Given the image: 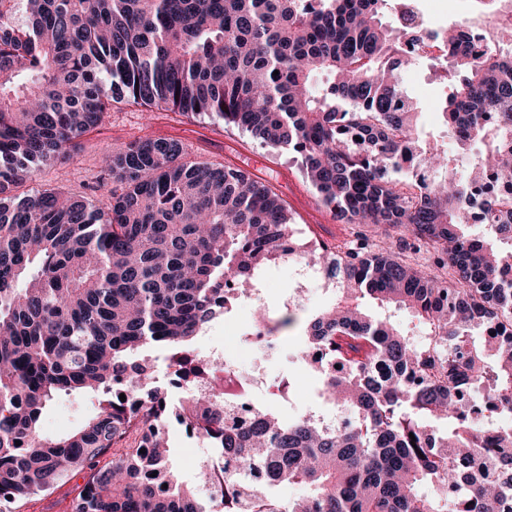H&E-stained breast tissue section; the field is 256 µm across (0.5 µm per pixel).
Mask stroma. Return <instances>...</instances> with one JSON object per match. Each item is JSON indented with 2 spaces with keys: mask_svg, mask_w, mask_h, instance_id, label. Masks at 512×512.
<instances>
[{
  "mask_svg": "<svg viewBox=\"0 0 512 512\" xmlns=\"http://www.w3.org/2000/svg\"><path fill=\"white\" fill-rule=\"evenodd\" d=\"M431 66L420 59L403 69L402 86L406 94L421 108L418 132L421 139L432 140L444 130L441 112L444 88L430 76ZM146 137L179 140L188 160L204 161L247 171L254 179L269 185L285 201L297 243L310 244L320 239L333 245L351 233V225L341 223L324 206L307 181L296 156L283 149L262 144L249 133L225 125L223 120L195 117L178 112L149 109L124 102L113 104L102 123L82 136L70 156L39 165L21 185L11 187V195L31 194L43 189H60L70 195L91 201L100 208L112 202L115 184L103 167L104 156L120 145ZM269 284L264 305L270 321L280 320L285 310L283 301L296 281L289 277L284 263H271L262 269ZM251 309L236 303L230 321L215 320L195 341L199 353L222 348L230 343L247 349L246 324ZM304 338L303 327L278 335L280 350L268 366L271 382H290L294 392L290 400L272 397L271 402L282 418L305 412L318 385L316 369L298 359L295 350ZM97 401L81 394L55 398L42 419V428L49 434H65L83 426L95 413ZM168 432L172 457L182 481L198 482L199 459L212 456L213 451L202 440L189 436L176 420L169 419Z\"/></svg>",
  "mask_w": 512,
  "mask_h": 512,
  "instance_id": "35a3bbf8",
  "label": "stroma"
}]
</instances>
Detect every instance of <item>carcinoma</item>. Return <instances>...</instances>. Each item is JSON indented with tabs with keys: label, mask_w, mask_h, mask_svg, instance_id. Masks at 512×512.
<instances>
[{
	"label": "carcinoma",
	"mask_w": 512,
	"mask_h": 512,
	"mask_svg": "<svg viewBox=\"0 0 512 512\" xmlns=\"http://www.w3.org/2000/svg\"><path fill=\"white\" fill-rule=\"evenodd\" d=\"M388 2L0 0V194L127 101L217 117L294 153L323 205L345 224L387 226L398 248L356 231L342 253L301 251L339 293L303 353L349 427L265 405L231 428L222 394L176 409L216 458L244 463L232 479L205 465L204 499L175 474L167 393L140 353L220 384L195 338L292 251L284 201L163 137L105 156L122 185L106 211L55 189L0 197V512L74 471L87 480L71 512H237L256 470L309 488L286 503L257 488V512H512V202L471 189L487 173L512 186V26L487 35L481 60L473 23L445 31L435 61L450 152L416 136L397 74L416 56L407 28L382 21ZM318 72L330 77L320 91ZM411 165L423 176L398 175ZM365 298L407 311L424 342ZM73 392L94 395L97 412L44 436L48 403ZM486 410L499 425L471 420Z\"/></svg>",
	"instance_id": "carcinoma-1"
}]
</instances>
